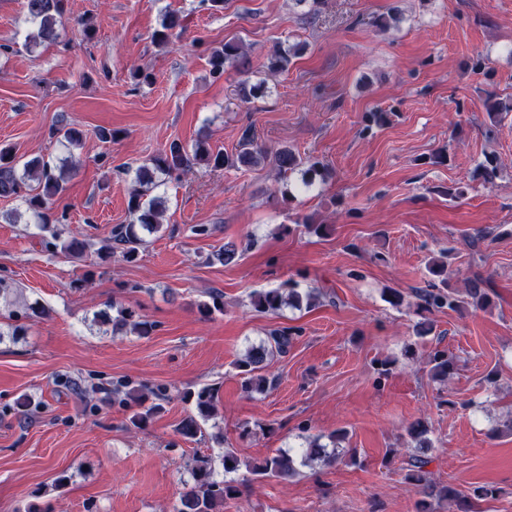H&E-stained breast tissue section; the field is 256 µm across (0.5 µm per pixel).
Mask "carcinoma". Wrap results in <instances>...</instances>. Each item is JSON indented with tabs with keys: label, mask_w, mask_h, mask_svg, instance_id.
<instances>
[{
	"label": "carcinoma",
	"mask_w": 512,
	"mask_h": 512,
	"mask_svg": "<svg viewBox=\"0 0 512 512\" xmlns=\"http://www.w3.org/2000/svg\"><path fill=\"white\" fill-rule=\"evenodd\" d=\"M25 9L32 25V31L28 34L29 46L55 42L59 37L57 26L62 16V0H25ZM182 28L181 16L167 11L162 16L160 28L152 33L151 40L158 46L166 45ZM301 51L299 46L276 45L267 55L266 68L272 73L285 72ZM242 59L240 45L227 42L223 48L212 51L209 65L212 72L220 73L226 65L240 63ZM264 92L263 85L244 80L239 85L238 96L242 101H251L263 96ZM485 107L494 122L500 120L502 114L512 112V103L507 105L492 95L486 97ZM51 136L69 150L81 143L83 133L74 127L62 125L52 129ZM265 162L272 165L283 177L301 167L304 168L305 176L315 175L323 169L320 162L311 157H302L287 145L271 149L258 143L249 126L242 131L239 149L231 154L212 146L207 138L199 139L190 146L180 141H172L162 153L136 169L127 203L130 221L120 225L111 232L109 238L101 241V245L95 250L97 259L103 262L117 254L128 264L138 261L140 248L146 244V237L162 229L161 217L167 200L158 189L169 177L191 172L197 167L229 170ZM71 169L72 163L67 159L57 163L39 157L22 161L13 155L11 149L1 147L0 196H13L21 201L26 211L31 213L35 224L44 227L58 223L60 219L54 217L50 201L65 191ZM498 176L499 166L493 156L486 157L473 172V179L483 184L494 183ZM44 247L48 251H59L76 258L86 257L87 252L85 242L75 238L63 239L56 230L52 231V240L44 242ZM454 251L453 247L441 251V258L429 264L431 279L420 292L422 310H458L465 306L485 310L489 306V297L477 282H471V287L463 295L452 286V278L461 274V270L451 268L449 262ZM312 299V294L300 293L297 284L290 281L279 288L253 295L251 304L258 312L276 314L286 306H309ZM197 309L203 317L210 318L224 311V303L220 296L213 295L210 300L198 303ZM92 323L98 326V334L102 336L130 333L147 338L155 329V323L148 320L139 309L116 301L106 304V309L97 312ZM295 335L292 328L274 329L268 333L266 340L251 346L244 357L237 361L235 368L242 376V387L245 391H264L274 384L265 375L267 361L276 354H287ZM429 363L432 376L442 380L454 373L457 359L447 351L437 349L430 355ZM112 394L122 396L121 403L129 411L126 427L133 430L146 429L163 412V402L168 399L165 387L153 389L127 382L113 385ZM181 396L185 402L194 406L196 414L184 419L179 424L177 433L185 439L206 438L203 422L208 420L214 410L217 401L216 388L204 385L194 390H186ZM407 432L415 441L417 454L408 462L406 479L422 485L425 494V498L417 502L416 512H434L433 501L443 499L454 500L458 512H469L472 500H485L498 494V489L492 485H475L466 491H459L452 486L431 484L424 475L427 460L423 457V453L431 448L427 438L428 429L418 420L410 424ZM301 460L331 463L336 460V456L316 438L303 450ZM221 464L226 473L235 472L244 466L251 475L258 478H286L295 473L296 456L289 452H279L259 463L244 465L234 453L226 451L221 456ZM214 472L212 456H196L191 468V482L186 484L179 500L173 505V512H220L224 507V500L236 496L237 486L233 481L216 479Z\"/></svg>",
	"instance_id": "carcinoma-1"
}]
</instances>
